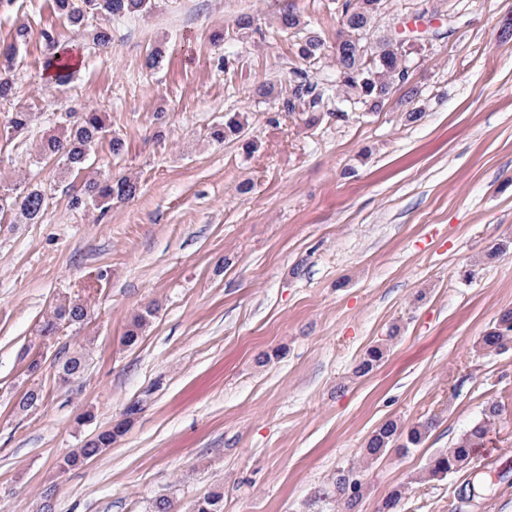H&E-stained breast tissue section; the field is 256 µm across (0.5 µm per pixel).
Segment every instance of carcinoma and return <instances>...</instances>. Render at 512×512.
<instances>
[{"label": "carcinoma", "instance_id": "1", "mask_svg": "<svg viewBox=\"0 0 512 512\" xmlns=\"http://www.w3.org/2000/svg\"><path fill=\"white\" fill-rule=\"evenodd\" d=\"M382 0H359L358 11H353L352 0H343L338 6L342 19V30L336 36L334 58L336 60L335 86L337 95L347 102L361 104L370 111H376L389 99L395 86L406 80V67L413 52H406L392 41L381 40L375 48V58L367 61L357 55L354 37L370 28L380 13ZM56 12L74 27H87L95 15L106 12L112 16L124 17L149 12L152 0H54ZM45 52L41 61L43 72L56 84L61 85L70 80L74 64L72 53L59 47L53 32H42ZM323 41L320 36L311 33L304 35L295 44L294 53L302 60L320 58ZM16 47L10 46L0 51V100H7L14 90L13 71L15 68ZM330 88L309 86L296 94L291 109L302 112H314L323 104ZM69 123L65 134L51 136L39 144V153L45 158L55 159L63 166L76 173L84 170L91 151L105 139L106 126L98 112H67ZM244 128L243 118L237 114L224 116V123L215 126L211 136L217 141L234 139L241 135ZM139 184L128 178L107 179L99 181L90 179L84 185L83 193L71 197L74 208L84 204L87 197L102 202H123L134 198L139 193ZM45 191L38 185L28 187L20 196L19 210L25 220L37 222L44 210ZM147 311L138 315L123 336L124 344L132 346L139 340L140 333L146 325ZM88 316L86 307L80 302H71L54 309L52 315L44 322L42 335L53 336L59 325L82 324ZM512 343V310L502 312L495 323L479 339V347L489 353H500ZM384 345H374L366 350L355 367V374L364 376L379 367L384 359ZM85 369L82 355L74 354L58 362L57 376L62 383L81 376ZM501 406L492 403L483 413V417L470 430L464 433L454 446L431 456L424 467V477L429 480L443 479L461 471L472 461L473 449L484 439L495 420L501 415ZM431 428L429 422H418L407 428L395 421H387L376 428L366 443L365 458L374 461L383 456L393 446L406 453L419 447L427 438ZM124 432V424L104 430L72 455L63 459L61 467L80 465L112 447L116 437ZM363 482L361 469L352 467L342 470L333 481L331 489L324 492L327 497H334L343 502L346 512H354L362 499ZM224 492L214 490L204 495L196 505V512H223Z\"/></svg>", "mask_w": 512, "mask_h": 512}]
</instances>
